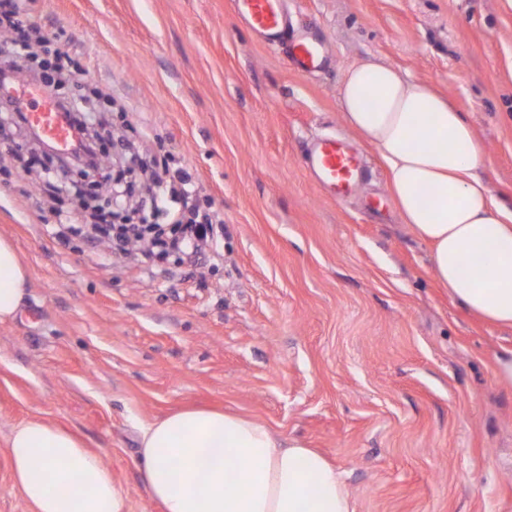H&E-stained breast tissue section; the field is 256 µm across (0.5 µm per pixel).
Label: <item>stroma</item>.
Masks as SVG:
<instances>
[{"instance_id": "1", "label": "stroma", "mask_w": 512, "mask_h": 512, "mask_svg": "<svg viewBox=\"0 0 512 512\" xmlns=\"http://www.w3.org/2000/svg\"><path fill=\"white\" fill-rule=\"evenodd\" d=\"M331 54L302 74L232 0H27L64 23L86 77L111 94L113 133L170 154L224 214L219 258L120 263L60 235L28 199L0 141V236L29 270L17 317L0 322V512H27L5 448L34 417L65 426L130 493L160 512L138 470L141 425L222 407L323 453L355 512H512V382L495 375L512 330L451 300L426 244L402 224L385 167L327 198L310 145L348 134L345 70L367 57L455 102L482 140L480 170L512 207V0H287Z\"/></svg>"}]
</instances>
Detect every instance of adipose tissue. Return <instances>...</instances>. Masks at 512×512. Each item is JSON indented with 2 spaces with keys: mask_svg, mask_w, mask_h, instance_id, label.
I'll use <instances>...</instances> for the list:
<instances>
[{
  "mask_svg": "<svg viewBox=\"0 0 512 512\" xmlns=\"http://www.w3.org/2000/svg\"><path fill=\"white\" fill-rule=\"evenodd\" d=\"M345 124L383 160L401 220L430 248L454 300L512 329V207L479 170L483 143L460 107L430 84L365 59L344 74ZM28 270L0 236V322L20 312ZM139 463L163 512H355L342 474L321 452L262 421L188 407L143 425ZM28 512H129V493L73 433L35 418L6 442Z\"/></svg>",
  "mask_w": 512,
  "mask_h": 512,
  "instance_id": "1",
  "label": "adipose tissue"
}]
</instances>
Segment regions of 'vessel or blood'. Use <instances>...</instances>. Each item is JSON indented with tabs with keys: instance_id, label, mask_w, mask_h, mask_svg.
Listing matches in <instances>:
<instances>
[{
	"instance_id": "b4317fda",
	"label": "vessel or blood",
	"mask_w": 512,
	"mask_h": 512,
	"mask_svg": "<svg viewBox=\"0 0 512 512\" xmlns=\"http://www.w3.org/2000/svg\"><path fill=\"white\" fill-rule=\"evenodd\" d=\"M284 0H234V7L249 27L262 37L268 47L281 43L287 18ZM292 68L300 73H311L325 68L329 55L323 39L305 31L293 37L288 51ZM30 103V125L63 152L73 149L70 127L62 112L53 103L49 91L38 88L23 96ZM305 169L309 178L329 198L341 201L361 184L366 173V161L348 138L330 135L318 139L307 155Z\"/></svg>"
}]
</instances>
